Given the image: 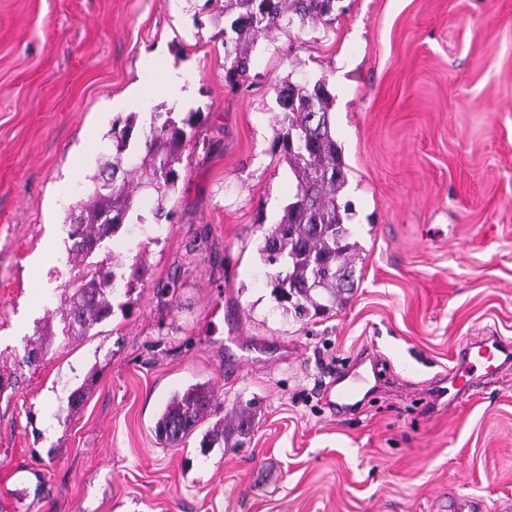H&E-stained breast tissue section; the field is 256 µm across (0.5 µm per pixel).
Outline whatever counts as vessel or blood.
Returning a JSON list of instances; mask_svg holds the SVG:
<instances>
[{
	"instance_id": "1",
	"label": "vessel or blood",
	"mask_w": 512,
	"mask_h": 512,
	"mask_svg": "<svg viewBox=\"0 0 512 512\" xmlns=\"http://www.w3.org/2000/svg\"><path fill=\"white\" fill-rule=\"evenodd\" d=\"M512 364V342L497 336H483L464 346L457 365L448 374V385L442 395L457 399L468 391L477 380L476 368H483L485 376L497 374ZM371 391V378L353 367L337 375L324 389L329 405L339 412L352 411L361 396Z\"/></svg>"
}]
</instances>
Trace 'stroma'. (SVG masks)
<instances>
[{
	"label": "stroma",
	"instance_id": "stroma-1",
	"mask_svg": "<svg viewBox=\"0 0 512 512\" xmlns=\"http://www.w3.org/2000/svg\"><path fill=\"white\" fill-rule=\"evenodd\" d=\"M331 17L259 39L231 87L224 0H0V512H512V368L428 403L467 342L512 341V0H337ZM145 55L190 104L157 88L123 107ZM288 79L326 82L356 245L347 304L312 319L285 312L260 252L293 194L272 150ZM195 112L176 191L135 190L134 222L92 256L146 277L89 335L52 323L29 365L80 271L68 215L113 123ZM367 353L383 386L330 411L323 385ZM197 382L220 414L252 407L243 447L157 444Z\"/></svg>",
	"mask_w": 512,
	"mask_h": 512
}]
</instances>
